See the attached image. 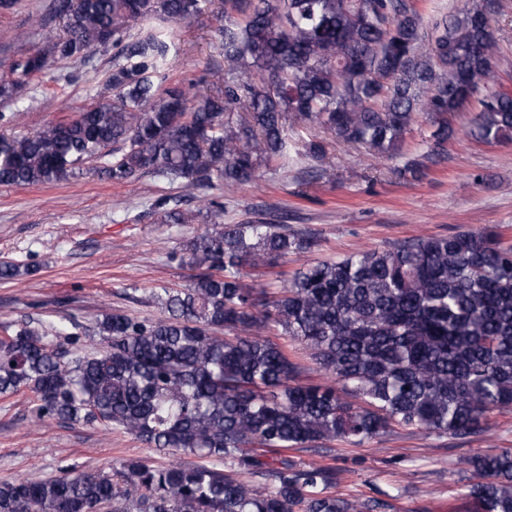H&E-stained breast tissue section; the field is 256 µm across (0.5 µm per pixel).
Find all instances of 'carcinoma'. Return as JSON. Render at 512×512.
Here are the masks:
<instances>
[{
  "label": "carcinoma",
  "mask_w": 512,
  "mask_h": 512,
  "mask_svg": "<svg viewBox=\"0 0 512 512\" xmlns=\"http://www.w3.org/2000/svg\"><path fill=\"white\" fill-rule=\"evenodd\" d=\"M211 6L53 0L63 33L10 62L0 98L27 99L34 76L97 48L117 60L112 98L20 140L0 135V184L67 181L110 146L114 184L148 170L187 189L217 179L232 190L288 157L290 125L393 158L421 115L443 147L448 114L474 96L471 136L512 142V93L477 82L500 61L497 0L427 20L418 0H221L223 89L158 91L171 42L155 31L134 38L131 23L179 26ZM303 149L327 157L316 134ZM153 210L162 224L189 222L166 199ZM309 249L286 227L214 224L178 257L196 270L191 285L156 291L165 320L113 311L88 329L66 317L52 336L33 319L4 326L1 398L27 392L38 420L98 423L175 460L1 478L0 512H383L385 501L336 494L330 469L270 461L264 449L361 445L394 426L467 439L512 409V245L498 231L311 261L272 292L245 284V267ZM278 334L304 345L332 383L300 382L303 368L270 339ZM466 464L482 512H512V449Z\"/></svg>",
  "instance_id": "obj_1"
}]
</instances>
